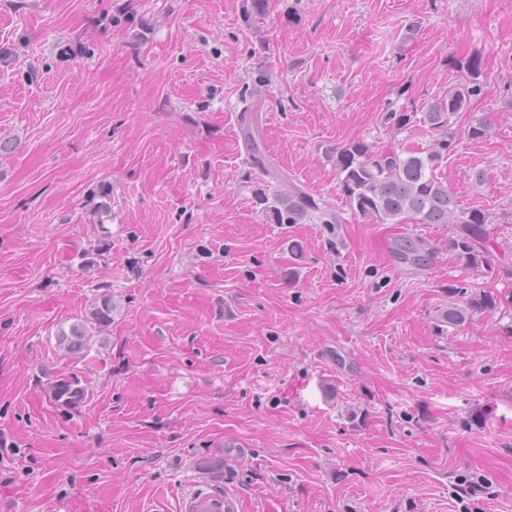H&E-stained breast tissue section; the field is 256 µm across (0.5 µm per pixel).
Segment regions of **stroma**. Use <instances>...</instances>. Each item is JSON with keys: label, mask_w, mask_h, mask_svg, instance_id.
<instances>
[{"label": "stroma", "mask_w": 512, "mask_h": 512, "mask_svg": "<svg viewBox=\"0 0 512 512\" xmlns=\"http://www.w3.org/2000/svg\"><path fill=\"white\" fill-rule=\"evenodd\" d=\"M245 3L0 0V512H181L200 491L237 512H512V0ZM475 52L484 94L456 123L490 133L437 173L489 216L483 272L449 225L354 215L334 162L352 140L429 149L382 115L426 112ZM248 104L287 180L251 166ZM259 188L341 221L273 223ZM106 293L111 324L69 351ZM482 293L496 308L449 326ZM74 374L87 396L58 406Z\"/></svg>", "instance_id": "1"}]
</instances>
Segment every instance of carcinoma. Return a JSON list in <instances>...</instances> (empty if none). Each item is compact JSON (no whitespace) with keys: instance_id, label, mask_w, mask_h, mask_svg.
Returning <instances> with one entry per match:
<instances>
[{"instance_id":"cac0c4a2","label":"carcinoma","mask_w":512,"mask_h":512,"mask_svg":"<svg viewBox=\"0 0 512 512\" xmlns=\"http://www.w3.org/2000/svg\"><path fill=\"white\" fill-rule=\"evenodd\" d=\"M462 73L463 81L448 90V95L432 103L424 113L423 123L437 132L432 147L416 155L401 156L395 151L374 153L362 141H350L336 148V171L339 188L354 213L371 224H450L453 236L449 246L463 266L472 269L491 267L492 251L485 234L488 215L478 209H462L455 197L437 176L440 162L462 137L481 140L488 127L481 118H474L463 128H453L452 118L467 109L472 99L483 91V57L474 53L448 61ZM384 124L403 129L415 122L409 112L390 108L383 113ZM249 155L268 176L279 180L284 174L266 160L255 135L252 122L242 129ZM267 217L276 224H297L315 213H322L324 224H338L339 217L321 212L319 204L308 193L297 190L285 197L268 195L261 189L255 193ZM496 306L490 296L475 297L468 307H448V324L460 326L469 312ZM112 322V297L102 296L93 305L90 317L62 333V343L68 349L79 351L89 346L90 327H105ZM87 395L78 376L59 379L51 386V398L60 405L75 406Z\"/></svg>"}]
</instances>
